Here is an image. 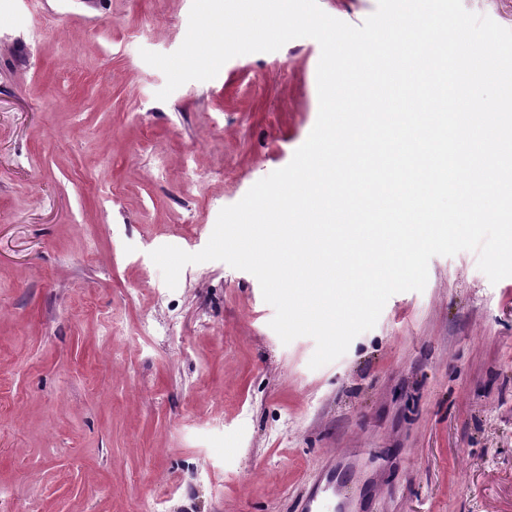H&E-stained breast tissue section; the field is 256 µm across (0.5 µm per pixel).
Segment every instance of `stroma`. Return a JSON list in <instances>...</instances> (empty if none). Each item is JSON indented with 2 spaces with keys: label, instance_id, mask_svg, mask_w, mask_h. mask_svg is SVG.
Returning a JSON list of instances; mask_svg holds the SVG:
<instances>
[{
  "label": "stroma",
  "instance_id": "35a3bbf8",
  "mask_svg": "<svg viewBox=\"0 0 512 512\" xmlns=\"http://www.w3.org/2000/svg\"><path fill=\"white\" fill-rule=\"evenodd\" d=\"M192 0H0V512H512V277L433 257L336 361L221 261L168 288L319 110L318 42L166 100ZM156 332H140L143 319ZM339 485L336 470L329 471L325 483H315L300 503V512H345L349 498Z\"/></svg>",
  "mask_w": 512,
  "mask_h": 512
}]
</instances>
